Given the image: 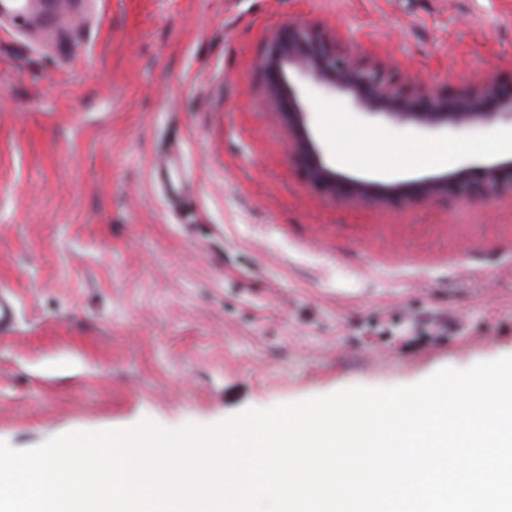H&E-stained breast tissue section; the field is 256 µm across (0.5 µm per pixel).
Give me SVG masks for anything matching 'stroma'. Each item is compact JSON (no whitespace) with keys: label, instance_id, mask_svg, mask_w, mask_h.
I'll return each instance as SVG.
<instances>
[{"label":"stroma","instance_id":"stroma-1","mask_svg":"<svg viewBox=\"0 0 512 512\" xmlns=\"http://www.w3.org/2000/svg\"><path fill=\"white\" fill-rule=\"evenodd\" d=\"M316 30L457 92L512 85V0H64L0 14V441L151 418L210 427L512 354V192L410 203L310 183L259 63ZM337 174L380 187L494 160L505 122L367 114L300 85ZM473 150L431 169L415 141ZM356 162H339L341 149ZM390 155L385 175L366 161ZM448 326L439 335V323Z\"/></svg>","mask_w":512,"mask_h":512}]
</instances>
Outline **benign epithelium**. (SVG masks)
Masks as SVG:
<instances>
[{"label":"benign epithelium","instance_id":"benign-epithelium-1","mask_svg":"<svg viewBox=\"0 0 512 512\" xmlns=\"http://www.w3.org/2000/svg\"><path fill=\"white\" fill-rule=\"evenodd\" d=\"M260 67L275 108L288 111V122L302 132L296 147L299 163L312 182L334 195L373 197L377 192L371 183L346 180L324 163L305 134L306 112L287 73L289 67L295 68L301 77L329 87L337 96L350 99L361 112L382 111L396 119L411 118L425 127L446 124L462 128L476 120L512 123V89L506 91L494 80L452 99L428 89L412 92L395 81L385 67L366 64L349 51L337 50L306 27L295 26L278 33ZM506 186L512 188V158L426 182L393 185L388 193L401 194L408 200H424L440 192L484 197L493 196Z\"/></svg>","mask_w":512,"mask_h":512}]
</instances>
